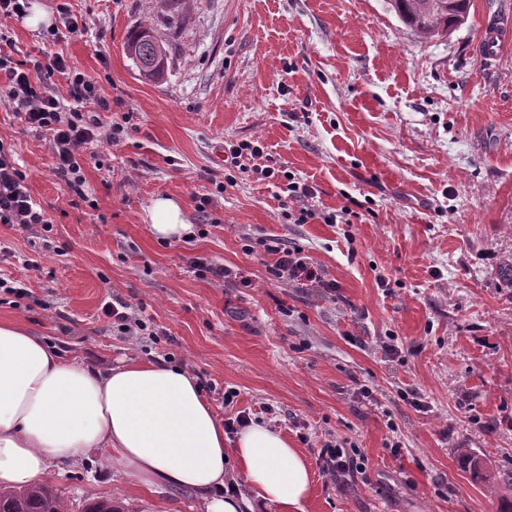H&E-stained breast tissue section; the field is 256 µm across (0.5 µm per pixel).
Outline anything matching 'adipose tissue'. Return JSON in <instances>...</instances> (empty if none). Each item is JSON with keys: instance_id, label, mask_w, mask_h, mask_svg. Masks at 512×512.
<instances>
[{"instance_id": "adipose-tissue-1", "label": "adipose tissue", "mask_w": 512, "mask_h": 512, "mask_svg": "<svg viewBox=\"0 0 512 512\" xmlns=\"http://www.w3.org/2000/svg\"><path fill=\"white\" fill-rule=\"evenodd\" d=\"M153 235L192 232L180 203L155 198ZM103 455L146 485L192 491L205 512H303L313 472L304 453L261 425L232 446L188 371L129 361L91 371L19 322L0 323V489L43 483L55 463Z\"/></svg>"}]
</instances>
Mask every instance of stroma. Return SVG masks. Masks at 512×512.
<instances>
[{
    "instance_id": "stroma-1",
    "label": "stroma",
    "mask_w": 512,
    "mask_h": 512,
    "mask_svg": "<svg viewBox=\"0 0 512 512\" xmlns=\"http://www.w3.org/2000/svg\"><path fill=\"white\" fill-rule=\"evenodd\" d=\"M27 3L49 22L0 15L16 58L63 54L121 132L86 150L78 196L48 135L0 103V145L52 221L0 224V280L28 288L0 290V321L22 319L90 369L178 365L220 418L248 415L310 463L330 440L354 449L362 474L315 471L304 512H512V0H471L467 23L435 39L388 0H193L178 33L158 25V0ZM149 21L172 45L159 83L123 50ZM493 32L506 39L490 50ZM248 141L263 154L228 185L218 154ZM264 166L276 177L258 178ZM290 175L310 187L304 202L288 199ZM159 196L181 202L190 240L152 235ZM302 206L316 219L296 223ZM344 207L350 223H324ZM265 236L301 250L335 294L272 275ZM197 259L241 276L198 275ZM115 296L153 342L105 316ZM49 482L71 512L90 497L203 512L193 492L143 485L94 453Z\"/></svg>"
}]
</instances>
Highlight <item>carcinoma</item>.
Segmentation results:
<instances>
[{
    "mask_svg": "<svg viewBox=\"0 0 512 512\" xmlns=\"http://www.w3.org/2000/svg\"><path fill=\"white\" fill-rule=\"evenodd\" d=\"M398 18L422 38L445 36L465 22L470 0H390ZM188 0H161V22L169 29H179L187 19ZM124 50L132 60L143 63L140 74L155 80L164 75L170 56L169 48L154 34L151 24L132 28ZM0 512H67L57 489L48 485L22 490L0 491ZM84 512H123L120 502L110 498H92Z\"/></svg>",
    "mask_w": 512,
    "mask_h": 512,
    "instance_id": "carcinoma-1",
    "label": "carcinoma"
}]
</instances>
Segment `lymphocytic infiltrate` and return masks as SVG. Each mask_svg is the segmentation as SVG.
Returning <instances> with one entry per match:
<instances>
[{
	"instance_id": "1",
	"label": "lymphocytic infiltrate",
	"mask_w": 512,
	"mask_h": 512,
	"mask_svg": "<svg viewBox=\"0 0 512 512\" xmlns=\"http://www.w3.org/2000/svg\"><path fill=\"white\" fill-rule=\"evenodd\" d=\"M0 72L5 73L8 85L6 101L13 112L23 117L26 124L47 131L55 159V173L71 191L83 186L82 157L87 145L101 136L103 123L87 119L81 109L84 101L95 100L98 111H109V104L98 99L95 84L84 74H72L63 55H55L49 65L14 61L11 55L0 52ZM72 74L73 108L63 103L46 83L48 74ZM0 223L12 224L27 230L39 225L49 227L50 221L43 209L35 203L27 187V175L12 153L0 148ZM267 254L276 258L274 273L281 278L315 282L331 293L335 285L325 279L322 271L311 263L301 250L283 247L277 238H263L258 242Z\"/></svg>"
}]
</instances>
